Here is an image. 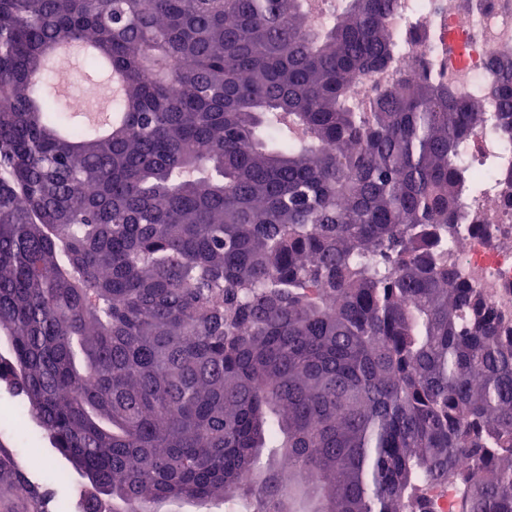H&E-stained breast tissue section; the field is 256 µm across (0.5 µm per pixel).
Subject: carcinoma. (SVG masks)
<instances>
[{"mask_svg": "<svg viewBox=\"0 0 512 512\" xmlns=\"http://www.w3.org/2000/svg\"><path fill=\"white\" fill-rule=\"evenodd\" d=\"M393 9L0 0V384L79 479L59 512H512V344L444 248L486 117L434 78L357 106ZM79 42L106 136L34 97ZM493 93L512 124V63ZM33 475L0 441L6 512H48Z\"/></svg>", "mask_w": 512, "mask_h": 512, "instance_id": "cac0c4a2", "label": "carcinoma"}]
</instances>
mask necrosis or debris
<instances>
[{"mask_svg": "<svg viewBox=\"0 0 512 512\" xmlns=\"http://www.w3.org/2000/svg\"><path fill=\"white\" fill-rule=\"evenodd\" d=\"M390 30L393 63L355 90L370 105L381 89L406 78L447 84L474 112H494L490 63L512 60V0H396ZM458 163L489 185L486 196L462 192L448 264L512 321V133L484 127L464 142Z\"/></svg>", "mask_w": 512, "mask_h": 512, "instance_id": "4bbe7bcc", "label": "necrosis or debris"}]
</instances>
